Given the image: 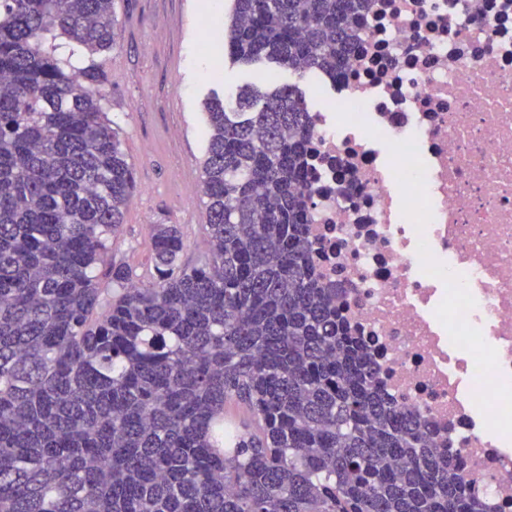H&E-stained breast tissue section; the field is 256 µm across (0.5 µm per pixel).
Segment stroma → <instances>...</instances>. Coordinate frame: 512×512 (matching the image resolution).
<instances>
[{"mask_svg":"<svg viewBox=\"0 0 512 512\" xmlns=\"http://www.w3.org/2000/svg\"><path fill=\"white\" fill-rule=\"evenodd\" d=\"M229 8L230 0H115V44L101 61L108 116L137 187L112 255L138 273L151 270L153 225H180L186 262L210 249L201 192L209 139L202 104L214 94L234 101L256 81L226 55Z\"/></svg>","mask_w":512,"mask_h":512,"instance_id":"1","label":"stroma"}]
</instances>
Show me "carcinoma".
<instances>
[{"label":"carcinoma","instance_id":"cac0c4a2","mask_svg":"<svg viewBox=\"0 0 512 512\" xmlns=\"http://www.w3.org/2000/svg\"><path fill=\"white\" fill-rule=\"evenodd\" d=\"M113 5L0 0V512H476L312 261L308 109L278 71H336L370 0H231L259 78L204 104L211 248L189 265L153 225L147 282L107 263L136 189L97 61ZM233 402L255 429H224Z\"/></svg>","mask_w":512,"mask_h":512}]
</instances>
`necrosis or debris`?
<instances>
[{"label":"necrosis or debris","mask_w":512,"mask_h":512,"mask_svg":"<svg viewBox=\"0 0 512 512\" xmlns=\"http://www.w3.org/2000/svg\"><path fill=\"white\" fill-rule=\"evenodd\" d=\"M308 115L312 257L384 390L512 512V0H371Z\"/></svg>","instance_id":"obj_1"}]
</instances>
